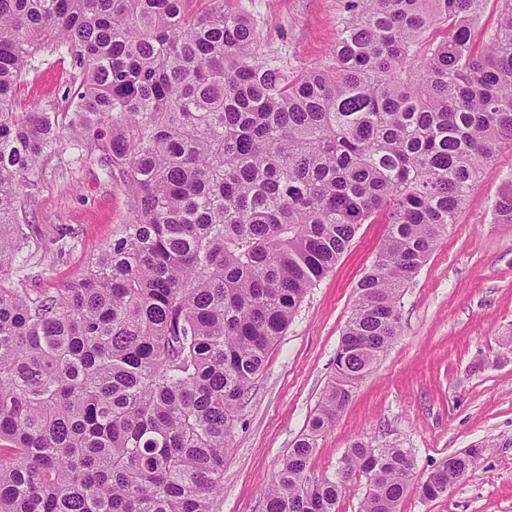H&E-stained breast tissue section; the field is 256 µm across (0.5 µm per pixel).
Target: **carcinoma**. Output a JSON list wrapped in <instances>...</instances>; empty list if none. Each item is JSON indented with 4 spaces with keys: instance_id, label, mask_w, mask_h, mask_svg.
<instances>
[{
    "instance_id": "1",
    "label": "carcinoma",
    "mask_w": 512,
    "mask_h": 512,
    "mask_svg": "<svg viewBox=\"0 0 512 512\" xmlns=\"http://www.w3.org/2000/svg\"><path fill=\"white\" fill-rule=\"evenodd\" d=\"M0 0V512H216L238 410L305 296L360 225L387 233L307 431L265 512H361L435 499L481 448L413 483L412 451L354 439L313 478L319 437L398 336L400 292L512 145V0L482 46L485 0H349L331 62L288 70L235 0ZM438 41H425L434 25ZM62 102L14 111L41 51ZM129 197L77 280L6 285L21 196L59 143ZM512 223V192L496 202ZM364 479L354 477L346 486L336 512H361V504L365 495Z\"/></svg>"
}]
</instances>
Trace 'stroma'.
<instances>
[{"instance_id":"1","label":"stroma","mask_w":512,"mask_h":512,"mask_svg":"<svg viewBox=\"0 0 512 512\" xmlns=\"http://www.w3.org/2000/svg\"><path fill=\"white\" fill-rule=\"evenodd\" d=\"M263 52L298 71L328 62L347 0H237ZM69 67L42 54L17 89L16 109L61 99ZM512 188V146H502L446 234L400 298L399 336L319 440L310 473L332 472L360 434L411 449L415 480L470 448L465 478L437 499L410 493L401 512H512V224L494 204ZM20 215L29 240L10 284L32 296L79 278L123 223L128 199L91 160L44 156ZM66 251H58L59 234ZM386 233L361 225L335 266L307 294L244 399L224 458L219 512H264L263 491L305 429L336 369L358 280Z\"/></svg>"}]
</instances>
